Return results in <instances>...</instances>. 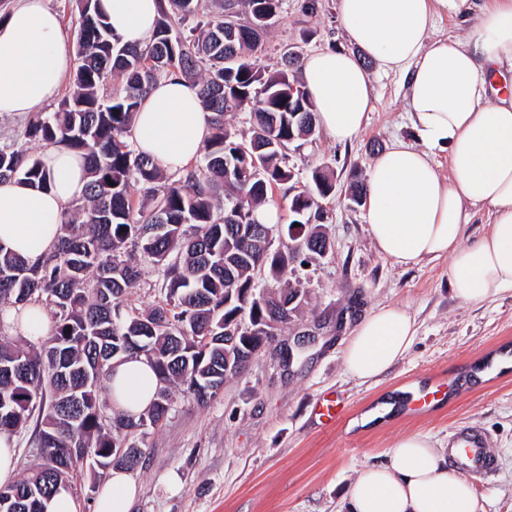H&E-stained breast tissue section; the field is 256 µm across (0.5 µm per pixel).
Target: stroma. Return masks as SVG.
I'll list each match as a JSON object with an SVG mask.
<instances>
[{
  "mask_svg": "<svg viewBox=\"0 0 512 512\" xmlns=\"http://www.w3.org/2000/svg\"><path fill=\"white\" fill-rule=\"evenodd\" d=\"M304 3L283 0L259 67H278L289 50L305 56L346 47L338 0H319L313 13ZM375 90L376 108L352 143L322 133L289 146L296 177L275 186L269 202L288 223L289 201L309 187L312 170L332 167L336 192L321 201L332 249L308 266H289L288 280L305 303L214 398L202 405L172 387L166 420L136 438L145 459L130 473L137 487L132 512H345L349 483L399 439L424 434L444 451L453 429L471 424L486 431L498 463L491 480L472 481L482 512H512V292L470 306L449 286L447 259L406 269L379 254L363 207L344 190L352 174H366L377 150L413 141L414 131L402 77L379 76ZM385 304L407 308L417 336L387 373L363 382L348 373L343 351L358 316ZM311 330L319 333L316 344L285 364L281 344ZM439 379L451 385V398L409 414L404 393ZM325 398L342 411L336 424H323L316 411Z\"/></svg>",
  "mask_w": 512,
  "mask_h": 512,
  "instance_id": "obj_1",
  "label": "stroma"
}]
</instances>
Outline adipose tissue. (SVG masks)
<instances>
[{"instance_id": "adipose-tissue-1", "label": "adipose tissue", "mask_w": 512, "mask_h": 512, "mask_svg": "<svg viewBox=\"0 0 512 512\" xmlns=\"http://www.w3.org/2000/svg\"><path fill=\"white\" fill-rule=\"evenodd\" d=\"M123 43L142 46L155 27L160 0H98ZM469 22L465 35L440 32L442 21ZM348 49L303 58L299 81L325 133L354 141L375 108V72L405 80L415 142L394 140L370 164L365 221L380 255L412 267L448 258L456 298L480 306L512 290V0H339ZM73 44L45 0H19L0 21V115H28L53 101L73 66ZM211 134L196 87L180 76L154 84L131 130L136 151L163 172L184 168ZM448 155L440 171L436 153ZM49 189L0 184V244L35 263L50 252L62 217L83 197L81 154L61 144L44 148ZM486 232L466 239L476 212ZM415 320L402 307L379 306L357 323L345 346L348 372L379 378L412 347ZM109 403L124 415L145 413L159 387L142 357L109 372ZM137 488L114 469L93 512H130ZM347 512H477L472 484L449 469L423 435L401 438L380 464L363 468L347 487Z\"/></svg>"}]
</instances>
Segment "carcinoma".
Returning <instances> with one entry per match:
<instances>
[{
  "instance_id": "obj_1",
  "label": "carcinoma",
  "mask_w": 512,
  "mask_h": 512,
  "mask_svg": "<svg viewBox=\"0 0 512 512\" xmlns=\"http://www.w3.org/2000/svg\"><path fill=\"white\" fill-rule=\"evenodd\" d=\"M160 16L144 49L128 46L96 8L78 0L76 68L72 89L53 112L28 116L22 140L0 146V182L46 188L49 175L25 144L60 143L80 153L89 178L81 205L63 216L58 242L31 264L0 244V301L53 307L48 347L38 349L15 324L0 318V437L12 439L35 412L42 413L37 447L46 462L4 487L11 500L0 512H46L47 501L71 488L80 465L71 448H93L105 465L133 470L144 452L134 438L162 423L173 384L205 404L224 385V337L260 341L256 328L277 320L296 288L288 266L331 248L321 230L319 199L336 190L334 171H312L313 188L293 195L289 224H263L256 210L276 185L292 181L288 145L317 131L314 106L299 84L301 57L283 56L274 70L257 67L262 35L281 12L282 0H243L251 23L208 17L201 0H160ZM179 20H196L189 33ZM178 74L199 88L212 133L202 164L167 175L128 143L138 105L153 84ZM122 88L104 93L106 79ZM246 112L245 141L224 114ZM143 198L134 202L131 189ZM359 176L348 200L362 205ZM279 254L265 253L267 239ZM149 259L162 276L164 297L136 312L125 296L141 272L129 256ZM143 342V357L159 381L149 412L137 419L101 398L112 359L136 355L129 340Z\"/></svg>"
}]
</instances>
